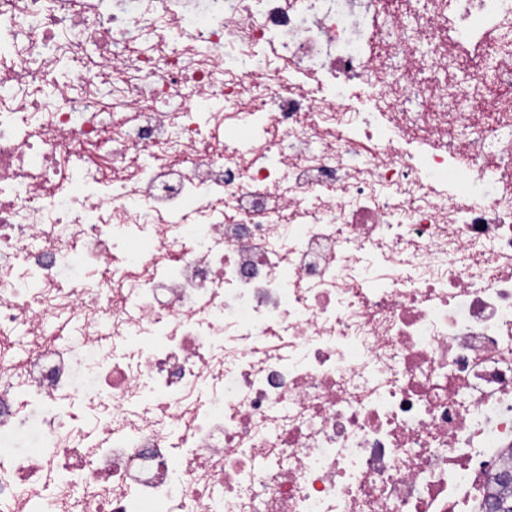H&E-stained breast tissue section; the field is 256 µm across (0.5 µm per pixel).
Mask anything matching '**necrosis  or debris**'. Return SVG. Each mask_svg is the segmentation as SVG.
Returning <instances> with one entry per match:
<instances>
[{
    "label": "necrosis or debris",
    "mask_w": 512,
    "mask_h": 512,
    "mask_svg": "<svg viewBox=\"0 0 512 512\" xmlns=\"http://www.w3.org/2000/svg\"><path fill=\"white\" fill-rule=\"evenodd\" d=\"M384 12L0 0V512H488L512 0Z\"/></svg>",
    "instance_id": "necrosis-or-debris-1"
}]
</instances>
